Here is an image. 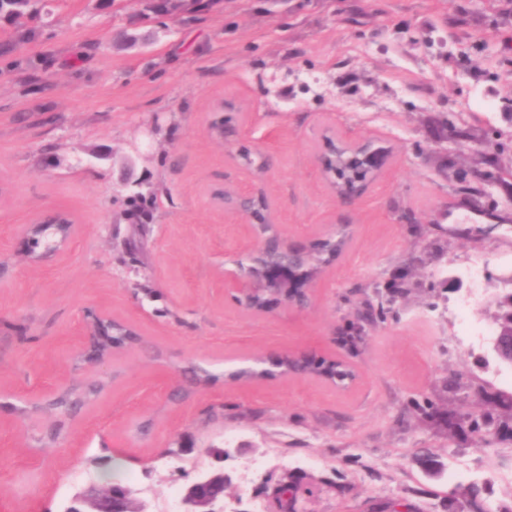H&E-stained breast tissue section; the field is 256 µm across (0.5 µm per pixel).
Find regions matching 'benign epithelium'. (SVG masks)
<instances>
[{
	"label": "benign epithelium",
	"instance_id": "benign-epithelium-1",
	"mask_svg": "<svg viewBox=\"0 0 512 512\" xmlns=\"http://www.w3.org/2000/svg\"><path fill=\"white\" fill-rule=\"evenodd\" d=\"M350 146L364 152V161L375 171L384 166L385 152L374 146V141L364 139L348 141L344 138L334 139L326 151L318 155V164L323 174H328L327 162L329 155L336 150V146ZM214 204L224 210H231L247 221L256 220L254 205L261 203L267 206L265 210L267 222L277 223L271 201L263 193L253 191H239L227 193L218 191L212 195ZM58 225L59 242L68 243L75 234V224L71 218L62 211H55L39 221L26 224L17 230V236L28 243L38 233L40 225ZM308 256L304 250L289 243L282 234L255 235V244L248 253V265L240 267V273L224 279V286L236 289L241 295V303L249 311H256V301L265 295L262 311H267L275 302H285L297 308H304L309 304L308 285L300 288L293 287L291 272L296 268L297 259ZM100 317H92L87 325L83 351L84 358L90 362L102 363L107 355L98 351L102 341L97 324ZM493 352L496 359L506 365L512 366V319L508 323H499V331L493 342ZM297 365L293 371L296 376L313 374L309 360L296 354H285L279 364ZM224 473L206 471L198 474L186 488L182 501L186 506L184 512H223L224 505ZM66 512H147L144 505L139 502L132 489L121 484H113L107 488L90 486L74 495Z\"/></svg>",
	"mask_w": 512,
	"mask_h": 512
}]
</instances>
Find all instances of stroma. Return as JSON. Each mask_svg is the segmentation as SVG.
<instances>
[{
  "mask_svg": "<svg viewBox=\"0 0 512 512\" xmlns=\"http://www.w3.org/2000/svg\"><path fill=\"white\" fill-rule=\"evenodd\" d=\"M224 100L229 146L209 132ZM451 123L469 139L442 142ZM330 135L388 151L351 204L316 161ZM510 166L512 0L0 13V512H65L89 482L159 512L219 465L234 512H280L284 484L295 512H457L473 485L512 512V367L474 332L512 274ZM215 190L264 191L305 249L351 229L306 308L225 288L252 239ZM53 209L76 237L32 263L14 230ZM90 311L133 333L103 364L82 354ZM288 352L355 379L282 375Z\"/></svg>",
  "mask_w": 512,
  "mask_h": 512,
  "instance_id": "obj_1",
  "label": "stroma"
}]
</instances>
